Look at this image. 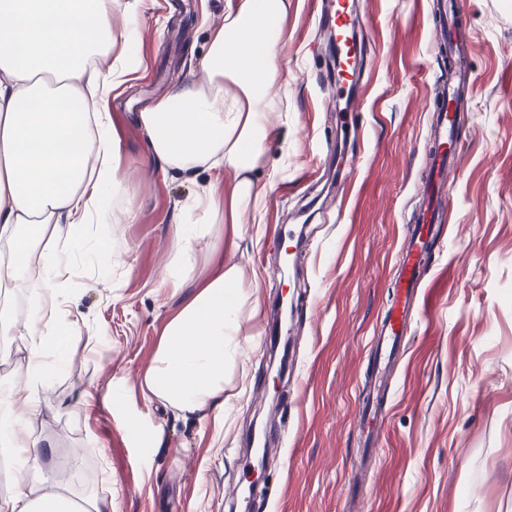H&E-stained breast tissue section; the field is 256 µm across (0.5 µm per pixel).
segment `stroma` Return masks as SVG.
Segmentation results:
<instances>
[{"label":"stroma","instance_id":"obj_1","mask_svg":"<svg viewBox=\"0 0 512 512\" xmlns=\"http://www.w3.org/2000/svg\"><path fill=\"white\" fill-rule=\"evenodd\" d=\"M285 87L265 104L275 134L258 175L259 211L239 216L236 261L258 285L260 315L237 342L223 417L147 396L140 379L163 330L193 291L165 287L172 241L191 197L223 174L165 171L139 114L178 84L201 82L211 29L228 0H125L115 31L136 66L107 108L120 139L114 214L74 227L58 298L77 342L49 336L60 364L38 385L35 433L57 474L79 451L76 496L112 512H228L257 485L259 512H512V0H455L472 76L457 123L458 156L442 191L445 220L421 273V310L391 367L377 331L395 302L406 227L421 206L437 91L448 76L436 0H360L362 87L347 123L326 105L323 0H287ZM319 208L301 253L292 214ZM299 313L286 373L268 365L278 293ZM381 389L378 446L359 433L364 399ZM94 394L87 413L69 403ZM282 397L272 464L258 477L246 428L262 398ZM156 432L144 444L128 421Z\"/></svg>","mask_w":512,"mask_h":512}]
</instances>
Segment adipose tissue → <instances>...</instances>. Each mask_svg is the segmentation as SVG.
I'll return each instance as SVG.
<instances>
[{"instance_id":"ef3b65f1","label":"adipose tissue","mask_w":512,"mask_h":512,"mask_svg":"<svg viewBox=\"0 0 512 512\" xmlns=\"http://www.w3.org/2000/svg\"><path fill=\"white\" fill-rule=\"evenodd\" d=\"M119 4L0 0V245L20 260L0 270V288L25 293L33 307L22 323L0 310V332L18 334L25 349L13 378L0 380V456L25 469L0 497V512H112L111 499L78 501L48 478L32 422L40 413L36 384L48 367L47 335L64 323L54 301L70 285L60 271L62 225L104 217L107 198L120 189L105 104L133 65L123 53L109 69L97 62L115 41ZM284 12V0H232L201 62L202 83L176 87L140 114L169 171H220L228 186L220 202L211 191L198 193L176 231L166 287L191 278L203 243L218 271L169 320L142 376L149 395L187 412L223 409L234 338L246 315L259 312L242 286L236 242L220 240L216 226L224 218L236 223L260 197L256 177L273 135L264 103L280 79Z\"/></svg>"}]
</instances>
